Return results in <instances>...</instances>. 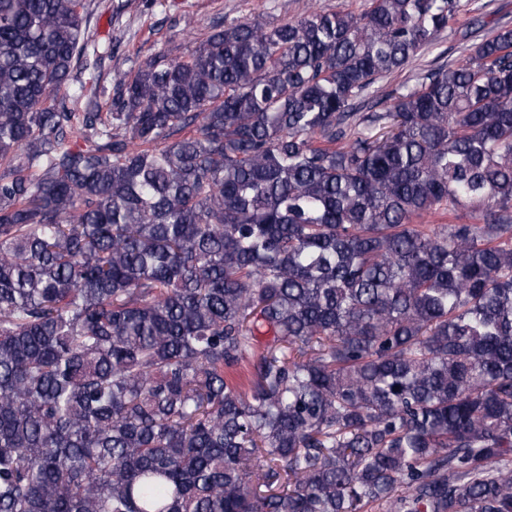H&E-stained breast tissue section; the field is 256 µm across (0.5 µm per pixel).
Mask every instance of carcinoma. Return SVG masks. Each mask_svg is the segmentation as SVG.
<instances>
[{
  "label": "carcinoma",
  "instance_id": "1",
  "mask_svg": "<svg viewBox=\"0 0 512 512\" xmlns=\"http://www.w3.org/2000/svg\"><path fill=\"white\" fill-rule=\"evenodd\" d=\"M474 2L217 21L100 112L89 3L0 0V512H512V28L382 88Z\"/></svg>",
  "mask_w": 512,
  "mask_h": 512
}]
</instances>
